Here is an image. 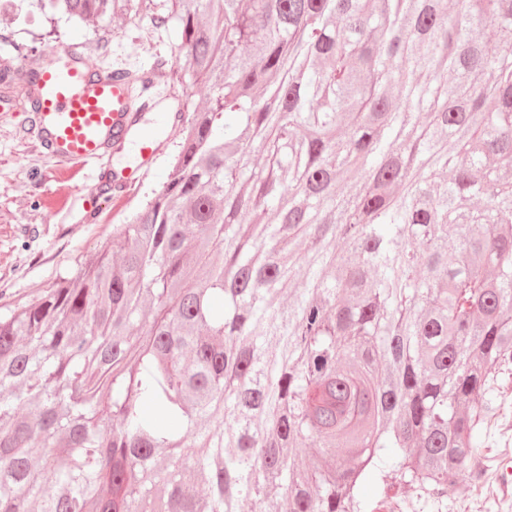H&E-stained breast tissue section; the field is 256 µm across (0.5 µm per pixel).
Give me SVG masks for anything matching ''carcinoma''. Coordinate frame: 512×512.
Returning <instances> with one entry per match:
<instances>
[{
	"label": "carcinoma",
	"instance_id": "1",
	"mask_svg": "<svg viewBox=\"0 0 512 512\" xmlns=\"http://www.w3.org/2000/svg\"><path fill=\"white\" fill-rule=\"evenodd\" d=\"M148 11L208 103L96 259L0 317V512L448 496L512 388V0Z\"/></svg>",
	"mask_w": 512,
	"mask_h": 512
}]
</instances>
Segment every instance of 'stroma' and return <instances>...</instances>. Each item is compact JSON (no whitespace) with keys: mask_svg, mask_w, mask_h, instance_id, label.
I'll return each instance as SVG.
<instances>
[{"mask_svg":"<svg viewBox=\"0 0 512 512\" xmlns=\"http://www.w3.org/2000/svg\"><path fill=\"white\" fill-rule=\"evenodd\" d=\"M35 46L43 61L54 58L53 51L69 47L87 53L94 66L125 68L134 78L148 75L156 57L169 68L184 63L174 26L156 27L150 20L136 23L122 18L110 22H76L65 16L49 20L40 12L30 16L0 10V53L12 45ZM163 108L160 120L140 113L142 123H157L156 153L140 164L133 149L111 153L98 160L94 177L75 176L56 180V166L46 160L31 114L15 101L0 111V314L37 302L56 279L73 274L77 262L93 258L112 238V227L125 223L130 213L166 182L176 146L181 140L182 122L176 116L178 103L191 101L202 106L206 91L188 85L154 84ZM124 170L128 187L120 201L98 204L93 197L95 180L108 179L115 170ZM66 195L62 211H54L51 201ZM499 422L487 427L485 444L475 448L472 473L449 491L447 498L433 501L415 486L380 505L376 494L365 497V512H472V493L483 489L482 512H512V485L506 492L488 486L495 473L511 461L499 448Z\"/></svg>","mask_w":512,"mask_h":512,"instance_id":"obj_1","label":"stroma"}]
</instances>
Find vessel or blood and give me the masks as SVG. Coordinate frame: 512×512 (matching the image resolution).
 Segmentation results:
<instances>
[{
  "label": "vessel or blood",
  "mask_w": 512,
  "mask_h": 512,
  "mask_svg": "<svg viewBox=\"0 0 512 512\" xmlns=\"http://www.w3.org/2000/svg\"><path fill=\"white\" fill-rule=\"evenodd\" d=\"M56 55L58 65L31 72V110L40 143L65 179L122 144L134 117L125 77L100 73L65 48Z\"/></svg>",
  "instance_id": "vessel-or-blood-1"
}]
</instances>
